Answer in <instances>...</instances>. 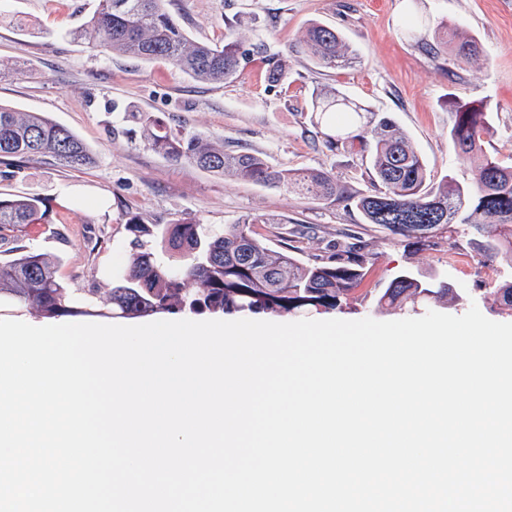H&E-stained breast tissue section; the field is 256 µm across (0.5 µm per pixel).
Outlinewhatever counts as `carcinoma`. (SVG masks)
<instances>
[{
  "label": "carcinoma",
  "instance_id": "1",
  "mask_svg": "<svg viewBox=\"0 0 512 512\" xmlns=\"http://www.w3.org/2000/svg\"><path fill=\"white\" fill-rule=\"evenodd\" d=\"M170 0H100L99 8L78 33L94 47L140 59H164L185 75L206 83H222L237 72L241 42L233 32L224 44L211 45L189 37L169 10ZM456 62L478 59L477 40L445 28ZM315 62L325 68L345 67L354 54L336 29L315 21L300 41ZM287 63H271L268 82L279 85ZM311 120L322 128L325 147L332 153L356 151L370 158L372 190L352 192L330 172L319 169H278L264 155L228 150L224 142L187 134L158 115L128 111L142 129L144 144L172 162L196 167L240 181L295 192L317 201L354 204L368 224H378L407 244H423L429 234L462 227L486 258H512V164L496 158L482 160L473 181L445 175L437 186L428 183L424 158L409 137L389 117L326 89L311 101ZM449 136L457 157L465 162L482 150L494 133L489 113L482 107L455 106ZM51 157L71 169L94 163L88 145L66 126L37 112H23L0 103V164L17 168ZM48 200L37 195L0 194V241L18 239L30 226L47 223ZM262 215H245L224 230L205 234L193 218L178 217L154 231L139 218L126 219V230L136 251L129 271L120 273L109 302L129 318H147L161 312L278 313L303 308L334 309L365 276V260L356 252L328 261L303 263L290 253L266 243L254 225L273 224ZM161 238L183 252L182 265H166L147 239ZM195 287L193 294L186 286ZM447 283L422 280L404 270L378 298L379 305L401 306L409 299L426 300L448 293ZM33 309L48 319L98 313L93 290L69 296L55 276V264L44 254L23 249L0 261V297Z\"/></svg>",
  "mask_w": 512,
  "mask_h": 512
}]
</instances>
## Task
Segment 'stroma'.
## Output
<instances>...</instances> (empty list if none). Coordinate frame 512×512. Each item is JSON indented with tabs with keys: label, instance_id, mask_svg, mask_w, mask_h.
I'll return each mask as SVG.
<instances>
[{
	"label": "stroma",
	"instance_id": "35a3bbf8",
	"mask_svg": "<svg viewBox=\"0 0 512 512\" xmlns=\"http://www.w3.org/2000/svg\"><path fill=\"white\" fill-rule=\"evenodd\" d=\"M98 0H0V60L17 70L0 73V101L39 112L81 137L93 165L75 171L52 159L0 165V193L48 199L49 223L29 228L25 249L53 259L56 275L73 294L95 289L106 299L113 278L127 270L133 251L124 216L147 224L177 216L211 231L239 216H269L259 225L270 246L290 248L302 261L335 257L354 243L367 275L333 310L272 313V322L300 319L392 321L407 311L381 308L379 292L401 271L447 282L448 295L418 312L454 316L470 306L496 322H512V308L495 290L512 281V263L479 256L466 234L442 230L410 247L388 230L365 223L339 202H319L278 189L223 178L189 163L170 162L141 141L127 106L163 116L172 126L228 148L266 155L286 169H324L356 189L368 184L369 161L328 151L310 121L313 94L333 88L355 103L391 118L424 158L431 185L445 175L471 179L475 162L459 163L448 131L453 104L491 112L495 133L484 155L512 162V0H171L169 9L194 39L220 44L236 30L243 55L235 77L221 84L190 79L164 60H136L92 51L74 41ZM425 21L419 38L402 24ZM319 21L336 28L356 60L324 68L300 49L307 28ZM463 29L482 48L479 59L457 65L434 30ZM288 64V79L270 87L269 60Z\"/></svg>",
	"mask_w": 512,
	"mask_h": 512
}]
</instances>
